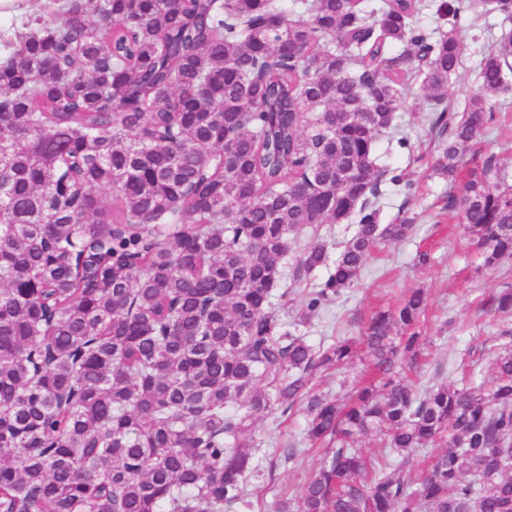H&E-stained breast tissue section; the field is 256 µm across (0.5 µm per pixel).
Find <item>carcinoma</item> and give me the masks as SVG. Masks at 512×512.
Returning <instances> with one entry per match:
<instances>
[{
    "label": "carcinoma",
    "instance_id": "cac0c4a2",
    "mask_svg": "<svg viewBox=\"0 0 512 512\" xmlns=\"http://www.w3.org/2000/svg\"><path fill=\"white\" fill-rule=\"evenodd\" d=\"M56 2L0 57V512H224L256 472L255 420L302 402L325 451L280 512H512V286L491 299L504 322L480 382L420 393L403 375L421 290L357 340L300 334L411 231L380 223L386 188L413 183L375 150L414 70L449 219L484 266L512 259V174L476 149L512 30L478 93L448 98L460 30L512 22V0ZM349 223L331 251L320 227ZM304 231L290 278H327L289 321L279 262ZM363 352L371 382L344 402L313 391ZM368 434L399 460L364 455Z\"/></svg>",
    "mask_w": 512,
    "mask_h": 512
}]
</instances>
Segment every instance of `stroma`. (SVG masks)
I'll use <instances>...</instances> for the list:
<instances>
[{
	"label": "stroma",
	"instance_id": "obj_1",
	"mask_svg": "<svg viewBox=\"0 0 512 512\" xmlns=\"http://www.w3.org/2000/svg\"><path fill=\"white\" fill-rule=\"evenodd\" d=\"M496 47V35L479 27L462 30L461 65L448 90L457 102L466 101L476 91L475 66ZM401 136L408 138V147L399 146ZM428 151L427 114L415 99H408L395 114L393 131L379 139L376 155L380 164L404 171L417 183L412 197L396 192L382 196L380 219L396 224L410 216L413 229L407 239L370 258L357 285L300 329L310 345L326 347L359 336L373 313L393 309L412 290L424 289L428 311L420 330L427 343L421 373L414 379L421 391L458 381L465 366L479 377L490 374L495 358L490 338L498 317L488 302L502 285L512 283V260L481 269V258L468 251L461 228L449 223L443 210L448 183L422 162ZM422 253L430 256L424 268L417 265ZM306 421L302 406L284 417L271 413L255 421L258 469L247 482L248 503L224 512H276L277 502L299 494L322 456L304 440Z\"/></svg>",
	"mask_w": 512,
	"mask_h": 512
}]
</instances>
